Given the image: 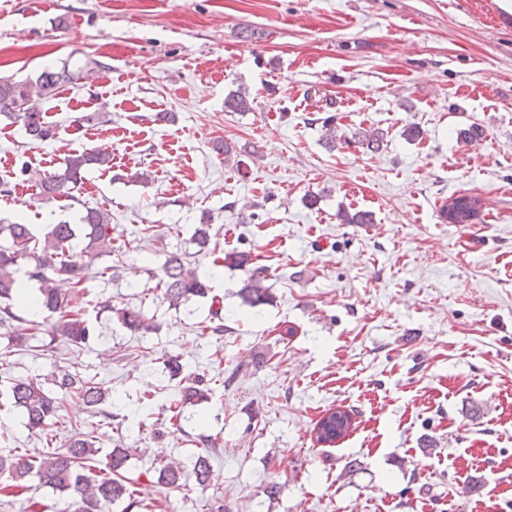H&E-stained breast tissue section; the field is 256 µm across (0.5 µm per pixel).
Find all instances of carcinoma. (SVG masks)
Returning a JSON list of instances; mask_svg holds the SVG:
<instances>
[{"label": "carcinoma", "instance_id": "1", "mask_svg": "<svg viewBox=\"0 0 512 512\" xmlns=\"http://www.w3.org/2000/svg\"><path fill=\"white\" fill-rule=\"evenodd\" d=\"M81 79V73L69 69L45 68L35 80L15 81L0 77V118L20 125L28 138L45 142L55 137L56 126L47 120L46 113L35 103V99H49L65 84ZM253 110L247 92L239 90L224 98V111L250 112ZM386 133L378 127H358L352 134L353 143L369 152L382 147ZM90 169L109 171L112 169V152L106 148L85 149L69 154L63 166L42 175L22 164L19 175L37 181L40 192L47 199L72 197V190ZM468 196L454 198V224H468L476 216L470 210ZM112 255V215L98 208H87L79 223L61 221L49 224L43 236L34 233L29 224L8 223L0 220V323L12 326L10 345L23 347L31 332L39 323L18 314L24 309L23 281H34L38 285L35 303L37 312L51 322V333L64 339L68 344L79 347L90 337L104 338L101 331L75 309L67 296L56 287L60 278L82 286L89 279L88 267L75 261V254ZM240 270L248 274L247 284L242 288L244 302L256 308L269 302V288L264 285L263 271L251 267V255L246 252H227L219 267ZM161 295L169 305L183 306L187 315L195 310L188 308L194 298H206L211 288L206 280L186 267L178 255H170L161 266L158 275ZM211 297V296H209ZM224 308L220 297H211L210 318L201 326V334L224 335ZM117 321L132 334L148 331L151 325L143 312L134 308H110ZM48 383L61 391L79 397L94 415L111 423V412L104 409L106 394L92 380L79 371H65L59 368L47 374ZM218 382L216 378L196 377L179 389L177 398L170 405L173 420L181 417L182 409L196 405L208 396L209 385ZM8 401L21 410L29 429L47 437V448L35 454L0 455V477L7 476L8 483L0 486V496L15 498L32 490L51 488L67 494L69 512H108L115 504L124 505V512L146 507L143 484L126 476L129 460L128 449L114 448L106 454L105 467L98 474H91L92 462L100 449L90 439V434L81 431L77 425L67 422L60 414L58 398L46 392L38 379H12L7 388ZM70 429L73 436L64 448L52 447V432ZM219 449L212 443L206 444L202 453L191 460L192 474L198 484L204 485L211 479V456ZM183 476L179 467L164 466L159 470L160 484L178 487Z\"/></svg>", "mask_w": 512, "mask_h": 512}]
</instances>
